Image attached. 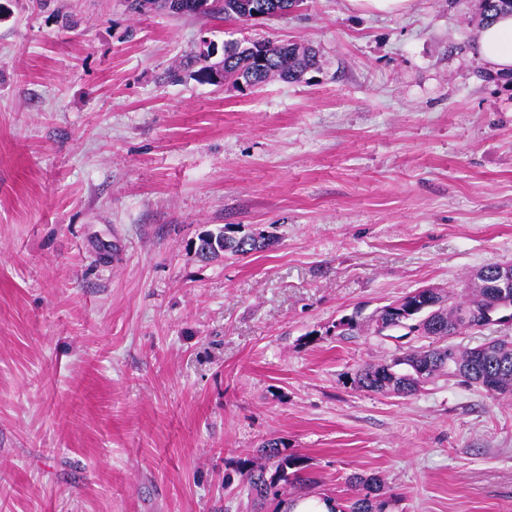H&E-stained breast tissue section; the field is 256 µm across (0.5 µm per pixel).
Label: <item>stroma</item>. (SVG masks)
Returning a JSON list of instances; mask_svg holds the SVG:
<instances>
[{
  "instance_id": "35a3bbf8",
  "label": "stroma",
  "mask_w": 512,
  "mask_h": 512,
  "mask_svg": "<svg viewBox=\"0 0 512 512\" xmlns=\"http://www.w3.org/2000/svg\"><path fill=\"white\" fill-rule=\"evenodd\" d=\"M479 5L303 0L238 24L0 0V512H277L344 504L356 475L388 512H512V395L350 382L425 343L376 334L382 306L512 265V83L474 56ZM205 39L320 65L256 91L167 82ZM225 224L276 242L199 256ZM270 438L315 483L259 507L224 475ZM354 7L381 14H398L407 11L412 0H350ZM335 507L336 502L332 499L309 496L283 501L279 512H331Z\"/></svg>"
}]
</instances>
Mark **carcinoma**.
<instances>
[{
	"instance_id": "cac0c4a2",
	"label": "carcinoma",
	"mask_w": 512,
	"mask_h": 512,
	"mask_svg": "<svg viewBox=\"0 0 512 512\" xmlns=\"http://www.w3.org/2000/svg\"><path fill=\"white\" fill-rule=\"evenodd\" d=\"M183 7L178 15H193L208 19H222L240 23L248 22L259 0H181ZM512 8V0H480L483 23H488L499 10ZM224 72L214 73L213 65L206 62L203 54L190 53L186 66L194 68L193 76L201 83L212 84L217 79L234 78V82L248 87L258 86L278 77L288 82H300L306 72L317 64L316 53L297 43L278 41L247 42L226 41L223 45ZM272 245L271 239L258 233L234 235L226 225L203 232L198 246L205 258H217L230 254L248 256ZM486 277L470 278L463 293L449 297L431 288L435 307L425 306L423 294L415 290L384 306L374 318L375 332L382 334L396 329H406L413 334L424 320L439 324L440 338L446 339L462 329L483 328L490 324H502L503 313L512 311V288L506 289L502 300L508 305L495 311L492 305L494 289L489 282L497 265L485 266ZM440 374H446L465 385H479L497 395L512 394V340H493L476 348L460 350L448 343L444 346H420L376 364L360 368L352 377V383L368 392H393L409 395L417 391L421 383ZM284 443L270 439L262 445V455L273 461L274 472L267 474L264 465L244 460L234 473L224 474V484L239 481L249 486L256 498L262 500L268 490L279 483L285 485L312 482L305 472L301 457L286 454ZM355 490L346 512H387L395 495L382 494V484L375 476L351 479Z\"/></svg>"
}]
</instances>
